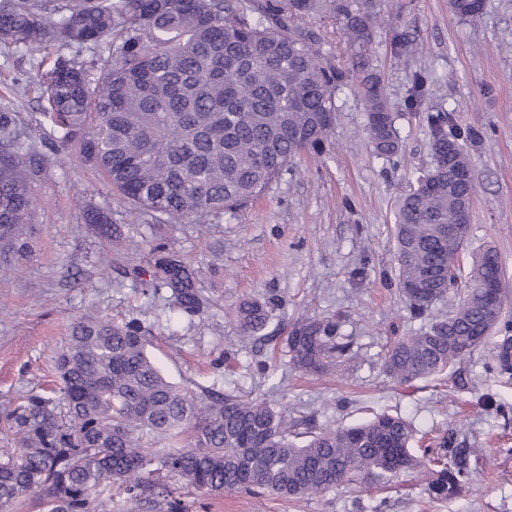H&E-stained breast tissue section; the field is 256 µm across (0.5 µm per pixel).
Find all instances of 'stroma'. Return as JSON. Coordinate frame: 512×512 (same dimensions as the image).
Returning <instances> with one entry per match:
<instances>
[{
    "label": "stroma",
    "mask_w": 512,
    "mask_h": 512,
    "mask_svg": "<svg viewBox=\"0 0 512 512\" xmlns=\"http://www.w3.org/2000/svg\"><path fill=\"white\" fill-rule=\"evenodd\" d=\"M397 24L413 41V56L392 51ZM375 55L402 152L390 159L372 153L363 104L350 87H340L336 123L323 148L236 213L155 224L76 159L51 164L34 183L33 256L0 263V408L49 386L69 324L93 307L148 327V351L173 382L196 392L257 396L287 410L296 444H305L308 431L385 412L430 437L456 429L459 439L488 451L473 486L448 500L429 499L408 475L386 485H339L301 502L204 494L186 485L193 512H370L380 500L386 512H512V418L484 402L490 394L512 406V380L485 373L489 347L461 364L469 387L458 392L443 379L401 387L382 367L395 337L445 317L453 303L445 298L416 318L397 290L396 201L434 163L425 112L452 111L461 126L479 131L468 146L475 195L465 249L496 246L512 283V0H485L475 19L452 14L448 0H391L375 33ZM35 61L47 69L53 58L0 45V107H13L32 126L42 119L36 96L15 98L4 86L32 76ZM418 72L428 84L417 112L407 100ZM83 201L109 211L120 237L101 238L93 225L80 223ZM159 243L198 270V286L212 301L200 318H181L166 296L142 294L132 271L147 266ZM245 297L274 302L267 342L240 340L233 306ZM310 317L339 320L357 354L342 371L312 376L292 364L288 334ZM219 357L224 364L217 368Z\"/></svg>",
    "instance_id": "35a3bbf8"
}]
</instances>
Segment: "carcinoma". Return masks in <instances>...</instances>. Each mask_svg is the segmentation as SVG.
I'll return each mask as SVG.
<instances>
[{
	"label": "carcinoma",
	"mask_w": 512,
	"mask_h": 512,
	"mask_svg": "<svg viewBox=\"0 0 512 512\" xmlns=\"http://www.w3.org/2000/svg\"><path fill=\"white\" fill-rule=\"evenodd\" d=\"M387 0H0V44L54 50L35 82L16 78L14 96L33 91L53 127L41 146L19 113L0 109V259L33 253V183L78 146L80 162L97 169L139 214L156 222L201 221L234 212L263 195L305 150L325 143L336 120L335 93L361 97L365 132L377 156L403 143L374 64L373 30ZM484 0H448L451 12L476 18ZM255 15L248 21L246 12ZM305 17L341 25L349 64L335 68L320 54ZM109 46L101 48L104 38ZM92 48L89 61L63 49ZM435 165L398 200L394 238L398 285L409 312L422 316L452 288L463 296L448 318L394 339L384 371L400 386L451 372L494 343L484 371L512 379V289L503 259L487 246L467 274L448 276L456 251L452 225L470 218L474 182L463 129L451 112L427 116ZM83 224L112 235V218L88 204ZM136 271L143 294L170 293L183 317L203 315L209 298L197 271L162 244ZM503 284L499 308L481 303L482 285ZM269 302L236 304L243 337L269 318ZM149 329L90 308L75 318L57 350V385L0 413L13 447L0 448V512H18L33 495L42 512H111L112 491L130 512H190L170 486L183 479L201 492L260 491L305 499L358 479L387 483L411 473L431 499H448L473 479L477 452L448 430L412 447L416 430L398 416L324 427L303 446L288 416L265 400L206 390L198 394L166 378L147 352ZM351 352L333 320L309 318L288 336L290 361L325 374ZM188 442L152 448L145 432Z\"/></svg>",
	"instance_id": "1"
}]
</instances>
